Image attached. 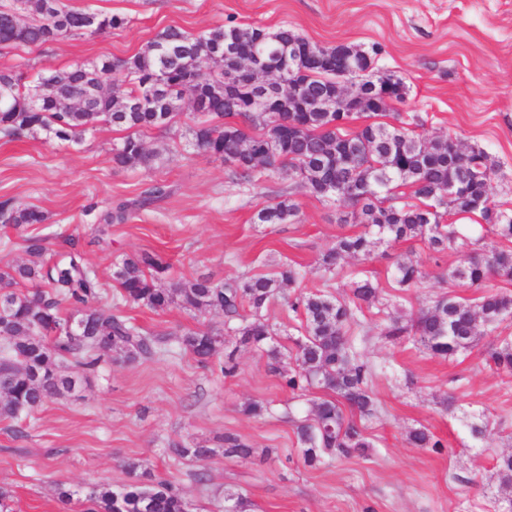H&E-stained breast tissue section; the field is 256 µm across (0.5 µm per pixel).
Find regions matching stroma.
<instances>
[{
    "mask_svg": "<svg viewBox=\"0 0 512 512\" xmlns=\"http://www.w3.org/2000/svg\"><path fill=\"white\" fill-rule=\"evenodd\" d=\"M65 2L120 14L129 23L90 39L0 50V69L25 62L62 69L125 58L170 26L199 33L221 24L286 25L323 46L376 45L374 73H395L406 86L404 102L395 104L385 123L483 149L499 166L492 200L512 209V0ZM196 120L186 104L172 128L142 133L157 154L148 169L113 162L112 147L124 133L109 125L86 131L76 143L0 139V197L39 206L48 215L47 223L28 228L0 224V267L27 261V236L45 237L52 252L62 236H76L103 283L104 305L118 291L115 258L143 250L170 263L174 283L199 277L220 283L271 273L279 262L292 261L309 271L294 291L324 290L347 299L352 281L368 275L388 303L363 308L348 334L374 372L378 414L363 424L371 446L347 459L306 465L295 423L320 390L290 392L270 373L267 350L238 346L230 334L218 353L235 355V376L202 367L180 350L132 364L109 360L89 374L79 396L48 401L23 421L0 419V488L11 493L14 512H64L55 495L59 481L82 491L102 483L121 487L129 479V461L178 487L201 512H224L230 493L249 500L253 512H505L512 486L500 483L496 461L512 453V373L490 364L487 352L512 342V321L449 359L386 339L382 331L390 317L409 321L444 293L474 297L473 289L442 278L458 254L434 256L414 239L392 244L368 262L342 260L324 280L316 271L321 255L338 235L358 231L338 221L348 204L306 193L298 175L285 168L266 171L257 184L245 182L233 165L188 147L185 134ZM156 183L166 185L167 194L138 207ZM283 199L298 205L297 223L258 222L259 210ZM122 204L128 207L125 223H105L110 207ZM409 251L420 262L421 277L403 290L391 271ZM124 312L152 332L224 328L216 311L195 316L174 306L157 314L128 305ZM264 315L284 366H292L301 319L289 310L287 294L272 299ZM253 401L271 404V412L245 414ZM474 423L484 426L483 439L472 437ZM421 426L440 448L407 444V431ZM227 431L255 448V455L243 460L216 451L202 465L168 453L177 443L216 450ZM200 469L207 475L202 484L192 478Z\"/></svg>",
    "mask_w": 512,
    "mask_h": 512,
    "instance_id": "obj_1",
    "label": "stroma"
}]
</instances>
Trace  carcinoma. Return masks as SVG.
Listing matches in <instances>:
<instances>
[{
    "label": "carcinoma",
    "mask_w": 512,
    "mask_h": 512,
    "mask_svg": "<svg viewBox=\"0 0 512 512\" xmlns=\"http://www.w3.org/2000/svg\"><path fill=\"white\" fill-rule=\"evenodd\" d=\"M88 10H75L63 0H8L0 5V46H39L63 39L91 38L129 24L125 17L96 14L86 23ZM265 59L280 65L291 61L281 81L296 84L297 92L315 103L313 112H295L288 93L271 112H252L262 101L261 87L240 73L242 55H228L227 44L243 50L254 47L260 36ZM308 39L293 29L275 30L251 25H220L198 34L167 27L137 53L121 59L76 63L65 69L39 71L0 69V134L13 140L41 133L59 141L75 142L102 122L128 131L112 149V161L121 166H152L155 154L146 150L138 132L168 129L182 102L191 104L200 119L188 129L194 151L234 165L252 181L258 168L288 166L299 174L309 194L343 200L353 211L339 217L343 224H362L365 231L338 235L319 260L318 269L331 275L346 257L368 261L383 246L424 239L441 254L468 246L463 228L447 223L448 211L476 215L501 239L512 242V211L492 204L490 185L497 166L482 149L461 150L454 139L421 138L403 127L373 123L350 130L367 113L379 116L405 99L406 86L394 73H372V58L379 49L352 59L336 57L333 47L314 45L315 54L296 55ZM349 73L353 86L371 103L354 112L322 108L329 96L343 88L336 74ZM123 89L120 96L97 91L105 83ZM257 130L255 134L247 128ZM409 185L423 200L410 204L394 189ZM448 193L455 197L446 199ZM299 207L283 199L262 209V224H294ZM41 208L6 198L0 201V223L16 228L44 224ZM50 259L45 239H26L30 262L0 268V419L18 420L46 402L73 394L97 371L104 358L117 355L125 362L153 359L175 346L200 363L212 359L224 345V334L187 330L150 334L123 314L122 305H140L154 312L177 306L188 313L220 311L224 326L242 346L261 348L273 340L262 311L284 286L304 280L307 271L284 262L272 276L227 279L222 283L198 279L188 285L163 287L170 264L161 255L142 251L114 263L113 278L120 302L99 303L103 284L87 264L73 238ZM421 275L419 261L399 256L393 279L409 288ZM449 279L469 288H483L493 277L512 280V250L494 248L468 256L448 268ZM30 282L35 288L20 291ZM352 300L342 302L320 292H301L288 300L303 318V338L295 342V369L280 364L272 348L270 369L289 389L328 390L333 397L312 401V416L296 426L305 463L312 466L322 454L349 456L370 447L358 421L370 418L376 400L370 389L372 369L354 351L347 332L363 306L382 303L371 279L351 284ZM249 308L250 316L242 314ZM512 320V294L487 292L469 302L444 294L421 308L411 324L393 319L386 338L421 345L430 355L451 358ZM498 369L512 371V343L489 352ZM406 440L415 448H438L429 431L415 428ZM224 454L248 459L254 449L234 432L220 437ZM171 455L204 462L214 449L198 443L174 444ZM133 475L114 489L95 485L85 495V512H189L190 504L179 488L159 480L147 484Z\"/></svg>",
    "instance_id": "cac0c4a2"
}]
</instances>
